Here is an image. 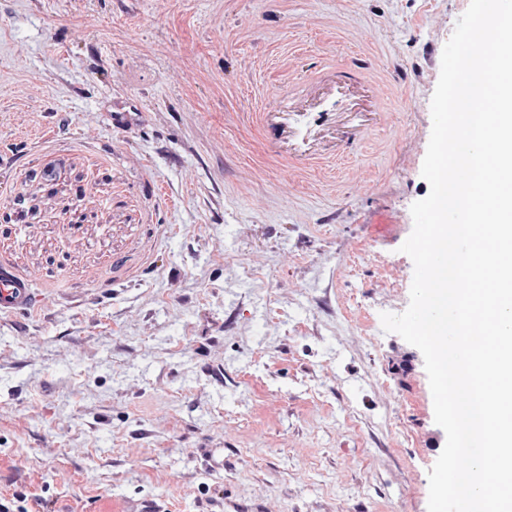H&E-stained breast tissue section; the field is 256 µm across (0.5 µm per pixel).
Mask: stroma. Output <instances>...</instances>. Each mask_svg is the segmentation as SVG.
<instances>
[{
  "mask_svg": "<svg viewBox=\"0 0 512 512\" xmlns=\"http://www.w3.org/2000/svg\"><path fill=\"white\" fill-rule=\"evenodd\" d=\"M470 0H0V498L427 512L401 246ZM80 203L86 218L70 222ZM37 301L29 279L20 278L7 265H0V314L27 312Z\"/></svg>",
  "mask_w": 512,
  "mask_h": 512,
  "instance_id": "obj_1",
  "label": "stroma"
}]
</instances>
